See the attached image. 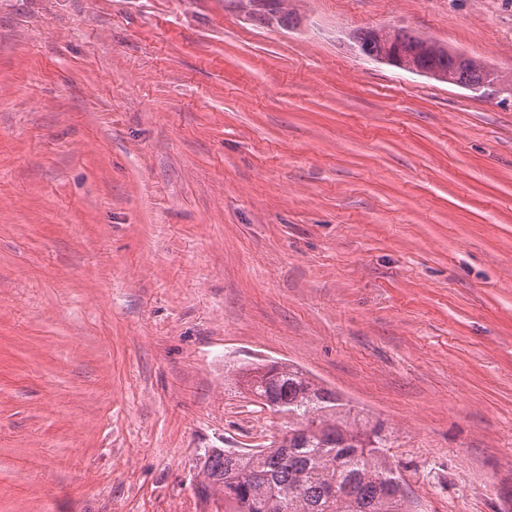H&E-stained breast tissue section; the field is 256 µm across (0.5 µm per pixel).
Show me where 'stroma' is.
<instances>
[{"label":"stroma","mask_w":512,"mask_h":512,"mask_svg":"<svg viewBox=\"0 0 512 512\" xmlns=\"http://www.w3.org/2000/svg\"><path fill=\"white\" fill-rule=\"evenodd\" d=\"M0 0V512H224L208 448L303 367L384 420L417 512H512V0ZM245 2L246 8L254 7L250 9V13L263 24L273 23V21L284 26L290 24L289 14L283 8L287 0H247ZM357 43L362 54L377 61L380 60L376 57L398 46L407 67L425 70L433 78L448 80V83L462 87L479 90L487 84H501L503 81L482 61L467 57L465 62H459L447 48L402 29L362 31L357 36Z\"/></svg>","instance_id":"obj_1"}]
</instances>
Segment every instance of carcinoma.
Segmentation results:
<instances>
[{"label":"carcinoma","instance_id":"carcinoma-1","mask_svg":"<svg viewBox=\"0 0 512 512\" xmlns=\"http://www.w3.org/2000/svg\"><path fill=\"white\" fill-rule=\"evenodd\" d=\"M287 0H246L263 24L284 26ZM358 48L367 57L398 46L410 68L462 87L502 82L483 62H460L448 49L402 29L362 31ZM247 391L288 418L281 436L264 448H211L203 456L202 495L224 494V512H410L405 483L389 454L393 431L371 422L332 388L284 362L259 363L246 371Z\"/></svg>","mask_w":512,"mask_h":512}]
</instances>
